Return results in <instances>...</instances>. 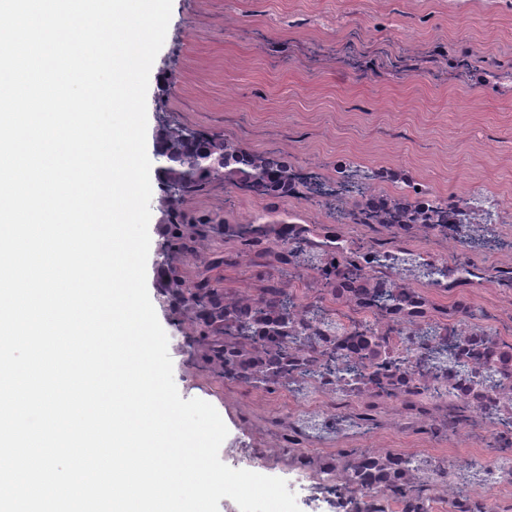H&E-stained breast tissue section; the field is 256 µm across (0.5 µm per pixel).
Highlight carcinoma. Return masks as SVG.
I'll use <instances>...</instances> for the list:
<instances>
[{"instance_id":"1","label":"carcinoma","mask_w":512,"mask_h":512,"mask_svg":"<svg viewBox=\"0 0 512 512\" xmlns=\"http://www.w3.org/2000/svg\"><path fill=\"white\" fill-rule=\"evenodd\" d=\"M191 130L182 124L164 122L158 128V144L168 155L165 173V196L163 204L167 215L165 228V265L174 277L179 270L171 265V258L183 250V227L196 224L198 220L183 207L185 197L204 192L210 183L224 179V166L229 164V155L224 153V137L197 133L190 137ZM200 312L198 335L193 337L197 345L214 337L210 319L218 305V297L208 288H200L193 295Z\"/></svg>"}]
</instances>
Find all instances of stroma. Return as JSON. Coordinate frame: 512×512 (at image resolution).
Instances as JSON below:
<instances>
[{
    "label": "stroma",
    "mask_w": 512,
    "mask_h": 512,
    "mask_svg": "<svg viewBox=\"0 0 512 512\" xmlns=\"http://www.w3.org/2000/svg\"><path fill=\"white\" fill-rule=\"evenodd\" d=\"M449 0H173L166 38L152 65L147 91V150L155 152L160 119L222 135L264 151L291 136L303 155H330L361 145L374 156L421 164L440 188L456 189L479 171L494 189L512 195V169L480 149L484 136L512 144V101L491 92L451 87L445 76L427 81L410 73L398 34L428 41L451 38ZM465 24L496 63L512 52V19L496 0H473ZM339 31L359 33L382 52L381 73L331 60L312 68L287 60L278 46L312 40L327 49ZM147 287L168 336L173 377L182 399L212 404L228 435L224 447L249 433L224 405V380L197 366L188 326L161 291L165 216L160 162L152 160Z\"/></svg>",
    "instance_id": "35a3bbf8"
}]
</instances>
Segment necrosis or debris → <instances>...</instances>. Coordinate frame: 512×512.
<instances>
[{
  "label": "necrosis or debris",
  "instance_id": "4bbe7bcc",
  "mask_svg": "<svg viewBox=\"0 0 512 512\" xmlns=\"http://www.w3.org/2000/svg\"><path fill=\"white\" fill-rule=\"evenodd\" d=\"M468 39L465 86L512 97V63ZM285 182L224 170V248L186 228L198 272L227 288L224 402L250 438L232 454L293 475L323 512H512V195L472 175L440 189L356 150L300 161ZM413 489L408 501L388 491Z\"/></svg>",
  "mask_w": 512,
  "mask_h": 512
}]
</instances>
